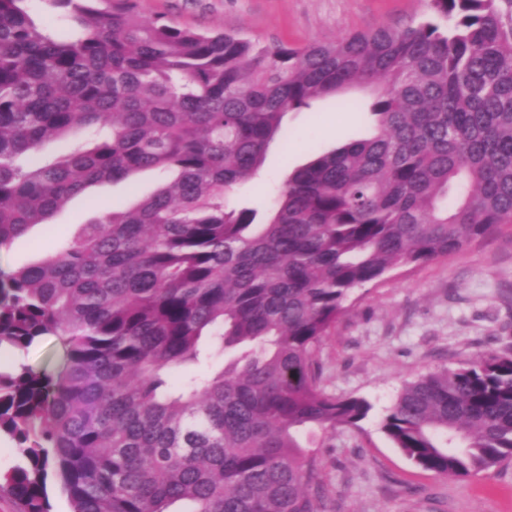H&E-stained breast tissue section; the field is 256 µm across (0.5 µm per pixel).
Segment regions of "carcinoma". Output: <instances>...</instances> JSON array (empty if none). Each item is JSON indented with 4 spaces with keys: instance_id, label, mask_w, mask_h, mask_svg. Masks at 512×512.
Listing matches in <instances>:
<instances>
[{
    "instance_id": "obj_1",
    "label": "carcinoma",
    "mask_w": 512,
    "mask_h": 512,
    "mask_svg": "<svg viewBox=\"0 0 512 512\" xmlns=\"http://www.w3.org/2000/svg\"><path fill=\"white\" fill-rule=\"evenodd\" d=\"M0 0V248L90 187L168 176L0 270V351L43 336L61 369L0 371V473L19 512H332L316 432L371 409L322 386L350 291L512 223V0H429L434 17L303 48L148 19L132 0H48L55 38ZM374 131L236 206L287 112L354 82ZM87 130L52 159L44 142ZM205 367L180 385L172 372ZM383 431L411 461L469 476L512 461V347L404 386ZM23 463L24 460L15 442L2 435L0 439V472L4 473Z\"/></svg>"
}]
</instances>
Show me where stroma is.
I'll list each match as a JSON object with an SVG mask.
<instances>
[{"mask_svg":"<svg viewBox=\"0 0 512 512\" xmlns=\"http://www.w3.org/2000/svg\"><path fill=\"white\" fill-rule=\"evenodd\" d=\"M146 17L199 30L229 29L262 45L304 47L382 26L401 29L429 16L427 0H136ZM370 103L351 88L288 112V135L270 143L263 178L238 186L231 202L267 197L291 169L341 143L365 136L370 114L344 112L341 101ZM163 177L141 172L95 186L73 199L50 224L0 249V269L34 263L72 240L79 224L153 193ZM512 345V225L472 241L462 252L392 270L354 288L324 339V390L367 400L355 427L323 433L320 455L334 512H512V462L467 477L425 471L395 448L382 429L405 384L455 369ZM63 349L46 336L26 352L0 354V369L21 362L57 372Z\"/></svg>","mask_w":512,"mask_h":512,"instance_id":"35a3bbf8","label":"stroma"}]
</instances>
